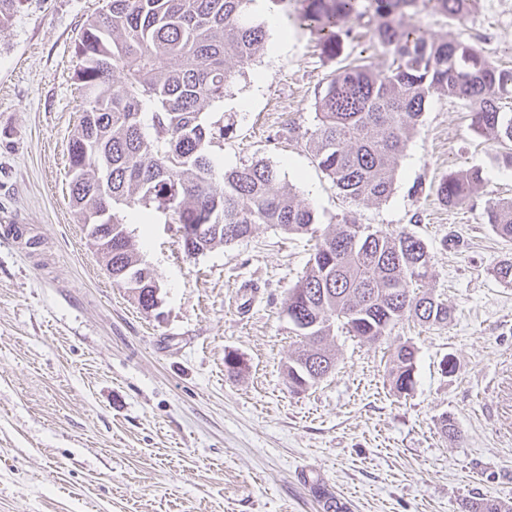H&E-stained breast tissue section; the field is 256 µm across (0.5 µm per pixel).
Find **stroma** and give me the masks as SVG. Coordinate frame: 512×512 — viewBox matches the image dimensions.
<instances>
[{
	"label": "stroma",
	"instance_id": "obj_1",
	"mask_svg": "<svg viewBox=\"0 0 512 512\" xmlns=\"http://www.w3.org/2000/svg\"><path fill=\"white\" fill-rule=\"evenodd\" d=\"M105 4L21 0L0 27V512H323L317 486L346 512L512 501V285L493 275L512 240L484 220L512 199V166L465 102L429 98L391 195L349 203L308 148L316 94L340 60L295 22L303 0H288V43L267 40L215 106L212 119L235 121L211 149L216 172L263 160L319 230L350 220L422 239L424 289L451 310L448 325L406 318L372 341L334 327L335 371L297 393L284 302L314 238L259 224L190 257L177 225L152 212L128 226L160 286L161 306L146 312L113 284L68 204L75 41ZM417 21L512 65V0H478L462 25L429 8ZM472 167L473 198L441 204L438 182ZM403 343L416 349L415 385L400 395L387 367ZM445 415L455 436L438 429Z\"/></svg>",
	"mask_w": 512,
	"mask_h": 512
}]
</instances>
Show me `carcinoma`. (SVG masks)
<instances>
[{
    "label": "carcinoma",
    "instance_id": "cac0c4a2",
    "mask_svg": "<svg viewBox=\"0 0 512 512\" xmlns=\"http://www.w3.org/2000/svg\"><path fill=\"white\" fill-rule=\"evenodd\" d=\"M254 0H108L83 26L75 72L85 106L69 139V201L80 223L112 202V249L101 254L112 281L125 287L131 273L146 281L134 300L149 308L156 274L143 262L127 229V209L161 211L178 229L207 230L208 250L242 240L257 224L287 233L314 234L313 209L280 184L271 164L256 161L216 176L211 147L233 134V124L206 114L264 51L265 22L253 17ZM472 0H308L301 25L317 32L324 51L337 56L354 27L372 29L376 51L390 57L385 71L348 63L319 92L318 124L309 149L343 197L356 204L386 200L397 161L416 130L428 98L437 93L467 101L473 125L506 149L512 164V69L496 65L474 45L440 40L420 25L400 24L427 4L463 22ZM482 178L477 168L442 179L437 198L448 207L467 201ZM485 223L512 240V200L485 212ZM430 255L416 236L349 231V223L320 235L309 267L288 293L285 311L301 333L289 358L288 384L305 391L318 384L300 368V357L336 365L324 340L341 323L354 337L374 340L407 317L445 325L448 305L410 287L429 278ZM416 350L398 346L390 360L391 389L414 385ZM467 512H512V503L482 499Z\"/></svg>",
    "mask_w": 512,
    "mask_h": 512
}]
</instances>
